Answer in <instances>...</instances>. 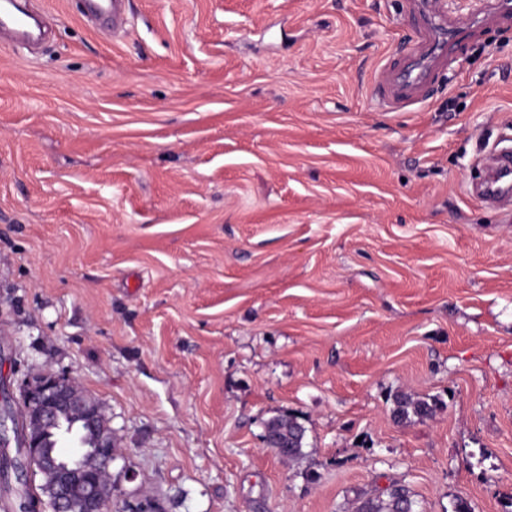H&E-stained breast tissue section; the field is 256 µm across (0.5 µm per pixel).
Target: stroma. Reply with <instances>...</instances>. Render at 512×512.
<instances>
[{
  "label": "stroma",
  "instance_id": "35a3bbf8",
  "mask_svg": "<svg viewBox=\"0 0 512 512\" xmlns=\"http://www.w3.org/2000/svg\"><path fill=\"white\" fill-rule=\"evenodd\" d=\"M0 39V389L64 372L162 512H512V214L473 198L512 139V20L412 112L368 89L405 0H30ZM434 400L393 419V396ZM305 427L282 462L264 424ZM136 474L127 482L122 468ZM84 6L89 19L108 14L112 16L114 26H121L124 23L123 0H86ZM275 423L287 425L289 424V428L291 431L297 430L303 432V437L301 440H298L293 444L294 448H289L287 440L283 439L276 433L268 432L267 430L263 435V443L266 448L271 449L276 456L279 457L282 461H286L285 454L288 451V460L294 461L302 454V449L304 447V438H305V428L299 423L296 418L292 416H281L272 419ZM296 421V422H294ZM389 500L384 503H368L362 508H358V512H411L412 502L408 498L405 489L395 487L388 493ZM410 510H406L407 508Z\"/></svg>",
  "mask_w": 512,
  "mask_h": 512
}]
</instances>
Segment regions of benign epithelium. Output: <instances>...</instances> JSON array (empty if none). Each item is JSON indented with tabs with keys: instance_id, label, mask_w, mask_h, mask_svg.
<instances>
[{
	"instance_id": "obj_1",
	"label": "benign epithelium",
	"mask_w": 512,
	"mask_h": 512,
	"mask_svg": "<svg viewBox=\"0 0 512 512\" xmlns=\"http://www.w3.org/2000/svg\"><path fill=\"white\" fill-rule=\"evenodd\" d=\"M25 428L16 427L13 399H0V472L32 484L34 473L48 481L51 512H108L112 465L119 457L112 434L102 427V409L75 379L37 372L20 385ZM264 446L285 459L289 445L264 432ZM124 512H157L155 501L135 494Z\"/></svg>"
}]
</instances>
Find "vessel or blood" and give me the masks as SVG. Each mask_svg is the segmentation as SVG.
Segmentation results:
<instances>
[{
    "instance_id": "1",
    "label": "vessel or blood",
    "mask_w": 512,
    "mask_h": 512,
    "mask_svg": "<svg viewBox=\"0 0 512 512\" xmlns=\"http://www.w3.org/2000/svg\"><path fill=\"white\" fill-rule=\"evenodd\" d=\"M84 6L88 18L108 14L114 25L124 22L123 0H85ZM407 8L423 19L408 47L414 64L398 74L392 68H382L375 78L374 95L381 106L391 110L422 102L427 87L448 58L463 53L476 23L489 16L512 17V0H478L474 15L465 20L449 14L447 0H409ZM25 27L18 0H0V29L20 37ZM482 166L485 176L474 188L476 197L484 202L512 198V147L492 149Z\"/></svg>"
}]
</instances>
